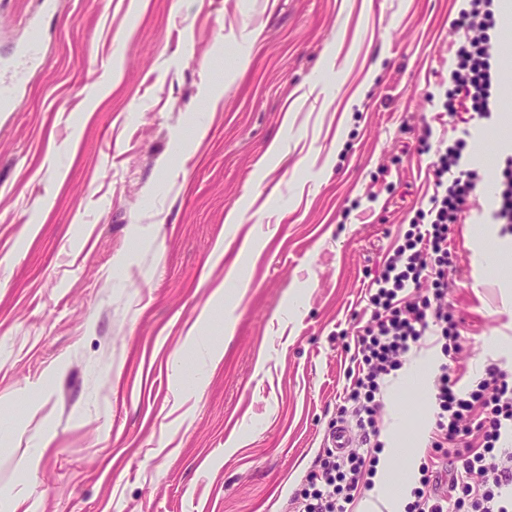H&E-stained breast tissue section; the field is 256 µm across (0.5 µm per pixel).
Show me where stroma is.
<instances>
[{"mask_svg": "<svg viewBox=\"0 0 512 512\" xmlns=\"http://www.w3.org/2000/svg\"><path fill=\"white\" fill-rule=\"evenodd\" d=\"M462 5L0 0V70L31 26L44 44L0 112V493L17 512H291L440 141H464L484 182L512 154V97L487 119L439 112ZM491 213L476 193L448 236L463 342L435 361L464 388L512 372V233ZM482 248L501 256L485 273ZM395 381L380 430L431 437L432 389Z\"/></svg>", "mask_w": 512, "mask_h": 512, "instance_id": "stroma-1", "label": "stroma"}]
</instances>
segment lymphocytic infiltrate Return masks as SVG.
Segmentation results:
<instances>
[{
  "instance_id": "1",
  "label": "lymphocytic infiltrate",
  "mask_w": 512,
  "mask_h": 512,
  "mask_svg": "<svg viewBox=\"0 0 512 512\" xmlns=\"http://www.w3.org/2000/svg\"><path fill=\"white\" fill-rule=\"evenodd\" d=\"M459 25L468 38L457 51L450 72L453 90L440 107L455 116L470 104L477 117H487L499 85L500 67L495 47L487 33L494 19L495 0H467ZM435 189L425 209L405 234V242L388 257L369 296L370 321L356 332L359 360L352 383L343 391L341 412L352 413L361 432L360 445L345 452L328 453L322 462V484L295 498V512H350L361 493L367 472L364 452L378 437L374 415L376 400L386 376L397 370L403 355L419 344L430 327H438L442 352L461 347L457 322L443 303V285L448 273V231L459 223L463 207L478 187V174L470 169L461 143L438 148L432 164ZM433 281V296L421 294L423 282ZM435 448L443 461L456 470L451 492L439 494L436 466L421 465L418 484L404 512H512V498L504 494L512 484V448L502 440L512 437V374L488 366L475 385L460 390L447 365H440L433 383ZM487 410L485 421L471 428L463 423L474 406ZM481 432L482 447H473L472 432Z\"/></svg>"
}]
</instances>
